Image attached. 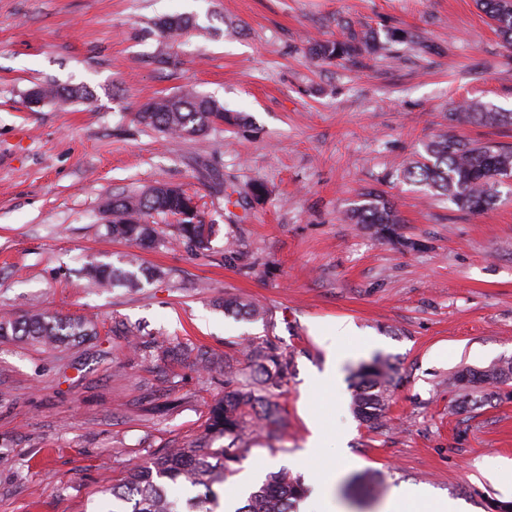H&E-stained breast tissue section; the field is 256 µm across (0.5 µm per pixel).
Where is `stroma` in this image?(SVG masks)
<instances>
[{"instance_id": "obj_1", "label": "stroma", "mask_w": 512, "mask_h": 512, "mask_svg": "<svg viewBox=\"0 0 512 512\" xmlns=\"http://www.w3.org/2000/svg\"><path fill=\"white\" fill-rule=\"evenodd\" d=\"M175 13L199 28L171 43L153 22ZM349 23L409 30L434 51L310 56ZM47 80L93 97L29 109L26 90ZM182 87L243 124L176 138L135 121L140 105ZM463 97L512 112V50L475 0H0V316L37 306L96 323L59 348L0 338V512H110L112 486L156 449L191 446L224 394L223 372L167 346L220 361L249 338L293 357L278 396L287 426L247 441L221 500L258 458L305 484L332 458L342 512H379L400 486L428 487L461 512L512 506V379L468 393L453 381L512 359V185L475 215L397 177L444 129L512 146L511 124L448 125ZM255 181L263 203L225 202V185ZM160 184L196 195L214 227L208 249L179 243L164 217L148 247L107 234L105 201ZM370 193L393 203L408 247L344 221ZM132 258L162 278L131 292L81 274ZM231 297L263 304L270 323L225 314ZM340 320L357 333L335 340L339 390L309 392L327 363L312 326ZM376 356L393 386L373 429L351 401L355 371ZM310 404L327 446L301 470Z\"/></svg>"}]
</instances>
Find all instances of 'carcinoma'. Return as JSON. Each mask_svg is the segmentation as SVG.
<instances>
[{
    "instance_id": "carcinoma-1",
    "label": "carcinoma",
    "mask_w": 512,
    "mask_h": 512,
    "mask_svg": "<svg viewBox=\"0 0 512 512\" xmlns=\"http://www.w3.org/2000/svg\"><path fill=\"white\" fill-rule=\"evenodd\" d=\"M478 9L491 21L504 46L512 47V0H475ZM173 21L162 17L154 27L163 36L177 38L197 27L195 20L184 14L171 15ZM395 44L413 49L419 45L418 36L402 30L386 31V40L378 33L364 28L349 29L339 40L316 41L311 54L322 61L344 60L366 54L377 57L391 52ZM34 90L57 104H69L91 97L82 86L44 83ZM137 122L166 135L199 137L210 130L240 119L224 109L217 99L184 88L144 103L135 114ZM451 122L512 124V112H491L480 103L464 99L448 113ZM512 173V148L505 145L480 143L448 133L434 135L423 145V152L400 172V178L411 184L427 187L433 195L444 197L461 210L479 214L485 210L504 181ZM187 193L177 187L154 186L140 194L112 197V223L107 233L138 245L159 240L154 217L182 213ZM346 218L364 229H376L380 237L404 244L396 232L401 223L399 214L384 197L376 194L365 203L347 211ZM183 243L192 251L208 247L212 226L204 223L202 214L178 223ZM132 269L115 271L112 267L92 262L83 267L88 282L111 287L120 284L130 290L141 287V270L128 261ZM224 311L240 314L251 320H266L265 308L237 300H224ZM94 329L82 318H63L56 314L36 311L22 319L0 320V337L22 336L37 343L65 345L80 336H90ZM248 370L233 368L224 358V397L209 406L206 429L210 437L224 440L214 448L205 443L195 448H163L155 455L151 467L134 471L124 483L112 487V497L132 504L131 512H214L218 493L213 485L233 475V464L243 453L244 438L255 427L268 440L279 438L282 418L274 401L275 392L291 375L293 360L268 339L252 340L244 347ZM512 377V361L481 372L469 369L455 375L462 385L493 383ZM391 374L379 362L358 374L352 408L355 415L372 428L382 425L391 397ZM173 483L184 480L199 489L197 496L181 506L169 498L161 480ZM303 493L299 479L282 471L269 477L252 491L246 504L236 512H293V501Z\"/></svg>"
}]
</instances>
